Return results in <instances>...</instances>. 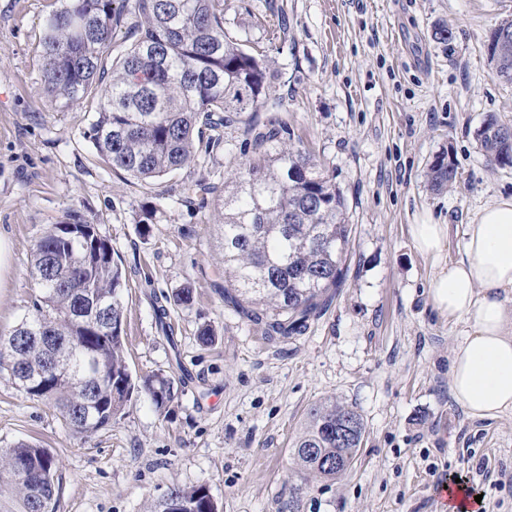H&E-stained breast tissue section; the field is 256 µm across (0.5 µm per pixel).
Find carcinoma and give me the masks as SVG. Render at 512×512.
<instances>
[{
    "label": "carcinoma",
    "instance_id": "carcinoma-1",
    "mask_svg": "<svg viewBox=\"0 0 512 512\" xmlns=\"http://www.w3.org/2000/svg\"><path fill=\"white\" fill-rule=\"evenodd\" d=\"M131 45L108 68L116 31ZM511 36L502 38L503 31ZM496 75L512 82V18L486 44ZM44 87L58 107L87 101L94 119L84 132L112 169L148 183L188 166L199 147L222 143L218 130L244 126L253 151L224 182L219 225L224 249V298L286 339L344 279L352 227L345 200L319 161L290 144L277 112L275 75L263 55L224 31V0H62L40 41ZM512 124L489 115L475 132L487 160L512 167ZM449 153L429 167L431 187L455 182ZM48 224L36 237L28 272L31 309L0 334V371L29 399L52 407L73 432L90 435L125 415L143 392L158 412L172 398L171 380L157 374L136 384L124 356L125 276L96 224ZM102 298L91 308L85 293ZM366 426L354 408L334 399L312 406L291 448L295 470L334 480L350 470ZM308 448L318 449L314 456ZM342 462L341 468L328 462ZM54 456L33 443L0 448V512H41L58 489ZM158 512H216L203 487L173 486Z\"/></svg>",
    "mask_w": 512,
    "mask_h": 512
}]
</instances>
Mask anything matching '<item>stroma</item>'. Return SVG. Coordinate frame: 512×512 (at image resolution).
<instances>
[{
	"label": "stroma",
	"mask_w": 512,
	"mask_h": 512,
	"mask_svg": "<svg viewBox=\"0 0 512 512\" xmlns=\"http://www.w3.org/2000/svg\"><path fill=\"white\" fill-rule=\"evenodd\" d=\"M62 0H0V333L32 306L33 243L49 224L98 225L125 269L124 336L134 379L162 373L174 397L156 412L133 395L125 415L88 437L0 374V447L20 440L58 461L56 512H152L172 486L208 488L217 512H442L448 476L512 512V415L471 417L450 394L462 322L439 314L434 269L410 227H448L445 258L463 257L464 224L502 196L512 169L486 162L474 132L488 115L512 121V83L486 41L512 0H226L224 29L265 51L287 123L345 198L353 226L347 276L323 313L288 342L224 298L217 197L186 201L185 182L223 186L244 153L240 125L224 146L150 185L112 171L83 136L87 104L58 108L43 84L39 44ZM455 39H433L438 26ZM449 151L458 177L430 190L428 168ZM192 287L170 307L155 299ZM217 336L202 345L198 330ZM336 398L361 413L353 468L303 478L291 446L310 407Z\"/></svg>",
	"instance_id": "35a3bbf8"
}]
</instances>
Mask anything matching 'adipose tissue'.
<instances>
[{
	"label": "adipose tissue",
	"instance_id": "obj_1",
	"mask_svg": "<svg viewBox=\"0 0 512 512\" xmlns=\"http://www.w3.org/2000/svg\"><path fill=\"white\" fill-rule=\"evenodd\" d=\"M412 242L434 267L435 308L466 332L450 356V392L477 418L512 413V196L477 212L464 228V256L443 259L447 225H411Z\"/></svg>",
	"mask_w": 512,
	"mask_h": 512
}]
</instances>
